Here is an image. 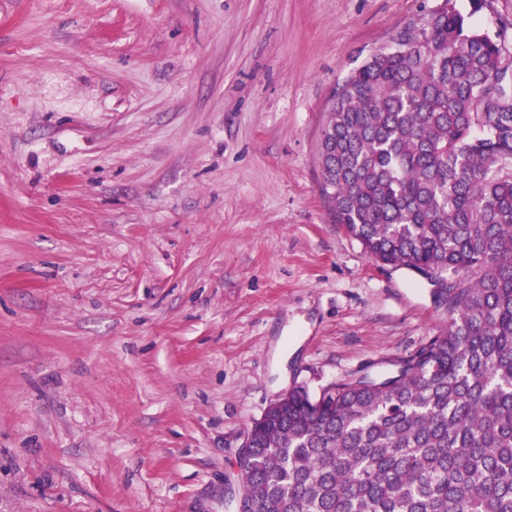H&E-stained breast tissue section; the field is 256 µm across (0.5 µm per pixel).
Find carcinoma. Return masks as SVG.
<instances>
[{
  "label": "carcinoma",
  "instance_id": "cac0c4a2",
  "mask_svg": "<svg viewBox=\"0 0 512 512\" xmlns=\"http://www.w3.org/2000/svg\"><path fill=\"white\" fill-rule=\"evenodd\" d=\"M333 220L384 264L453 281L448 327L383 382L293 389L250 428L242 512H512V63L444 7L336 94Z\"/></svg>",
  "mask_w": 512,
  "mask_h": 512
}]
</instances>
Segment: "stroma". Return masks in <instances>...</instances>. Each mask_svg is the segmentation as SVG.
I'll return each instance as SVG.
<instances>
[{
    "label": "stroma",
    "mask_w": 512,
    "mask_h": 512,
    "mask_svg": "<svg viewBox=\"0 0 512 512\" xmlns=\"http://www.w3.org/2000/svg\"><path fill=\"white\" fill-rule=\"evenodd\" d=\"M444 0H0V512H233L243 436L443 330L329 213L346 78ZM512 57V0H454Z\"/></svg>",
    "instance_id": "35a3bbf8"
}]
</instances>
